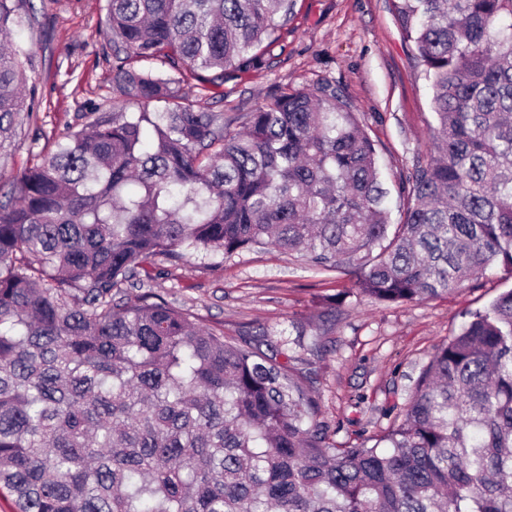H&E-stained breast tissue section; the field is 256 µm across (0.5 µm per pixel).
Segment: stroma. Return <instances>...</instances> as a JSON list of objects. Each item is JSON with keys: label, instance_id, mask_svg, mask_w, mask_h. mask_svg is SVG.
<instances>
[{"label": "stroma", "instance_id": "1", "mask_svg": "<svg viewBox=\"0 0 512 512\" xmlns=\"http://www.w3.org/2000/svg\"><path fill=\"white\" fill-rule=\"evenodd\" d=\"M32 26L16 38L30 50L23 67L35 89L12 135L0 139V190L40 162L56 137L82 127L93 109L112 108V44L105 0H19ZM261 68L224 84L223 99L201 97L233 128L269 104L275 89L331 82L348 99L377 147L387 205L399 222L406 178L432 148V91L405 42L390 0H295L288 25ZM150 283L198 325L263 352L288 344L290 365L319 403L336 445L385 431L435 347L462 326L460 314L512 288L496 268L448 295L386 305L353 290L347 276L321 273L296 254L244 251L224 263L158 259ZM346 291L340 307L324 296Z\"/></svg>", "mask_w": 512, "mask_h": 512}]
</instances>
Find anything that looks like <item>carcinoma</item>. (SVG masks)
Returning <instances> with one entry per match:
<instances>
[{"mask_svg":"<svg viewBox=\"0 0 512 512\" xmlns=\"http://www.w3.org/2000/svg\"><path fill=\"white\" fill-rule=\"evenodd\" d=\"M292 9L106 0L119 100L0 203V488L17 512H512V289L436 347L374 445L343 448L277 356L150 289L129 298L159 256L270 247L386 304L512 274V0H392L436 120L397 224L331 83L240 131L181 93L257 68ZM34 20L0 0L1 37ZM26 54L0 48L1 135L24 111Z\"/></svg>","mask_w":512,"mask_h":512,"instance_id":"obj_1","label":"carcinoma"}]
</instances>
